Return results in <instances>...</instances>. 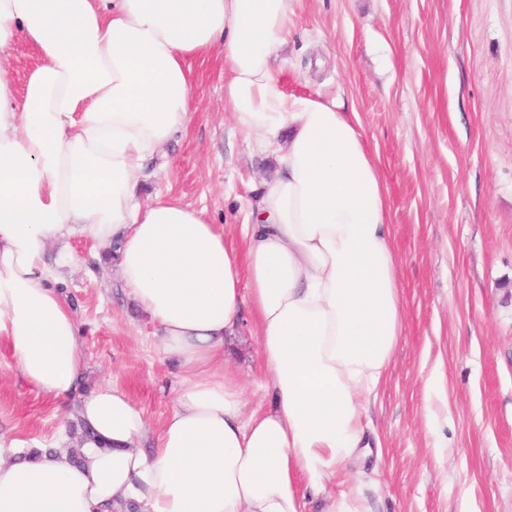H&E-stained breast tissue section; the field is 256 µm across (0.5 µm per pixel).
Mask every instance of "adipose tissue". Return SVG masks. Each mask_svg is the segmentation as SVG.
Instances as JSON below:
<instances>
[{"label": "adipose tissue", "mask_w": 512, "mask_h": 512, "mask_svg": "<svg viewBox=\"0 0 512 512\" xmlns=\"http://www.w3.org/2000/svg\"><path fill=\"white\" fill-rule=\"evenodd\" d=\"M293 2L0 0V337L40 392L80 396L91 431L77 464L63 446L0 454V512H300L299 480L328 512H354L328 488L396 348L400 260L359 125L278 86ZM21 43L40 62L19 100L7 71ZM215 52L236 129L277 165L239 253L203 211L138 196L195 110L192 61ZM75 234L118 243L130 301L186 370L158 431L112 384L77 393L79 328L46 260ZM247 303L274 398L248 416L241 385L209 372Z\"/></svg>", "instance_id": "obj_1"}]
</instances>
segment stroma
I'll return each instance as SVG.
<instances>
[{
	"label": "stroma",
	"mask_w": 512,
	"mask_h": 512,
	"mask_svg": "<svg viewBox=\"0 0 512 512\" xmlns=\"http://www.w3.org/2000/svg\"><path fill=\"white\" fill-rule=\"evenodd\" d=\"M274 66L287 95L355 115L387 188L404 323L369 408L367 456L331 486L357 512H512V0H296ZM197 109L138 192L203 210L241 249L275 174L224 108V71L192 64ZM59 269L88 387L128 392L158 429L184 373L128 302L115 262L74 235ZM252 309L224 341L248 409H267ZM72 411L21 377L0 338V442L52 444Z\"/></svg>",
	"instance_id": "obj_1"
}]
</instances>
